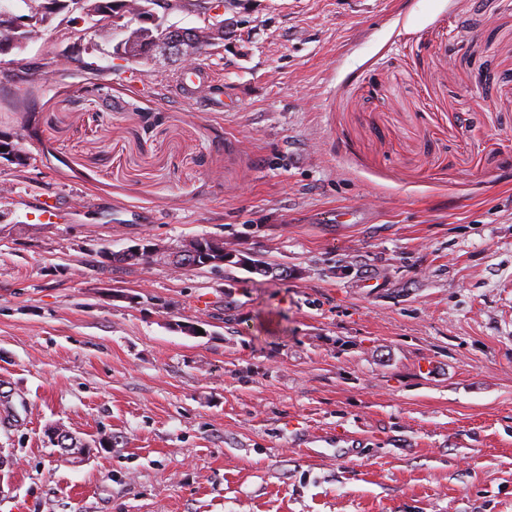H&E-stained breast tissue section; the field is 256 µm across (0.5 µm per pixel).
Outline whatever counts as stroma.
<instances>
[{"label": "stroma", "mask_w": 512, "mask_h": 512, "mask_svg": "<svg viewBox=\"0 0 512 512\" xmlns=\"http://www.w3.org/2000/svg\"><path fill=\"white\" fill-rule=\"evenodd\" d=\"M224 16L221 112L63 13L0 56V512H512V0ZM198 236L288 276L107 257Z\"/></svg>", "instance_id": "obj_1"}]
</instances>
